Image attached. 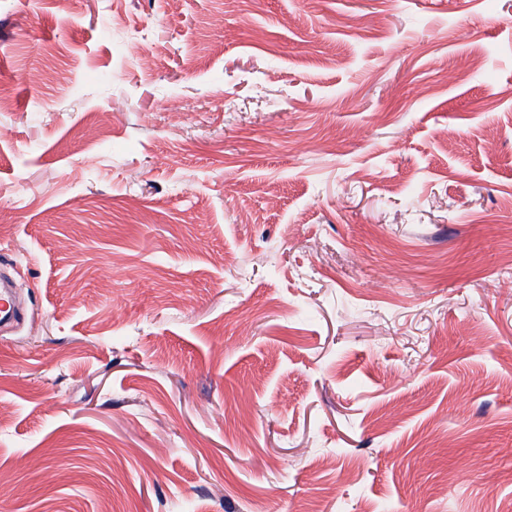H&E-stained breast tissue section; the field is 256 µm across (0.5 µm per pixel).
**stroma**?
<instances>
[{"label":"stroma","instance_id":"1","mask_svg":"<svg viewBox=\"0 0 512 512\" xmlns=\"http://www.w3.org/2000/svg\"><path fill=\"white\" fill-rule=\"evenodd\" d=\"M0 81V512H503L512 0H0Z\"/></svg>","mask_w":512,"mask_h":512}]
</instances>
